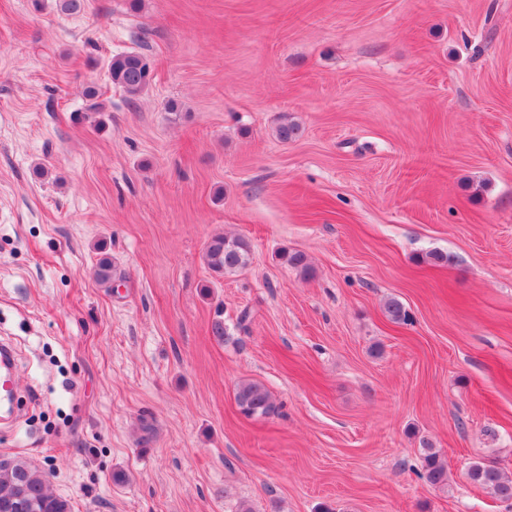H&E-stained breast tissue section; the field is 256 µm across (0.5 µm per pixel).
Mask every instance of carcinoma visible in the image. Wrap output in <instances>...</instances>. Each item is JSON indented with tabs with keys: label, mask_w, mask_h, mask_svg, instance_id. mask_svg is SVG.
I'll return each mask as SVG.
<instances>
[{
	"label": "carcinoma",
	"mask_w": 512,
	"mask_h": 512,
	"mask_svg": "<svg viewBox=\"0 0 512 512\" xmlns=\"http://www.w3.org/2000/svg\"><path fill=\"white\" fill-rule=\"evenodd\" d=\"M112 83L121 87L130 98H135L148 87L152 79L150 63L137 52L112 56L109 64ZM276 137L283 143L298 138L301 126L284 116L275 128ZM204 258L209 269L219 276H231L245 269L251 258L249 242L240 237L222 234L212 236L205 247ZM281 259L301 277L312 276L307 255L298 250L284 251ZM385 314L393 323H405L409 314L403 304L392 298L385 304ZM239 411L246 417L268 418L276 415L278 406L270 391L260 381L240 383L235 392ZM430 485L444 487L448 484V468L440 454L430 445L422 448V473ZM468 479L502 501H512V477L497 467L481 462L472 463L467 470ZM21 502L25 512H73L71 501L55 494L45 470L22 458L0 462V512H7L3 505Z\"/></svg>",
	"instance_id": "cac0c4a2"
}]
</instances>
